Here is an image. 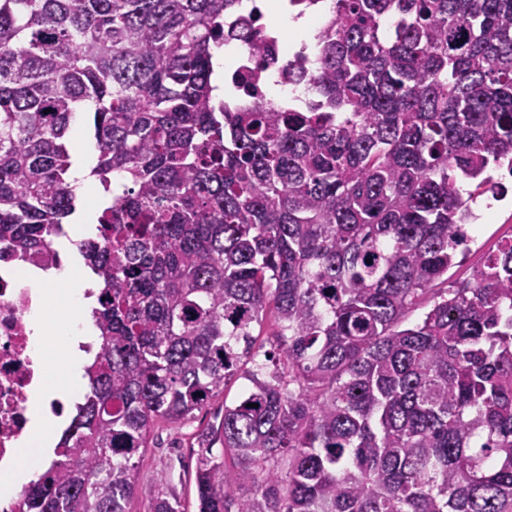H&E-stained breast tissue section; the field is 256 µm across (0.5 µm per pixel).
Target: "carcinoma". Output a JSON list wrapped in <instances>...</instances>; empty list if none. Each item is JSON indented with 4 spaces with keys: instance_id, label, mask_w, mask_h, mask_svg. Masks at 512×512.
Listing matches in <instances>:
<instances>
[{
    "instance_id": "obj_1",
    "label": "carcinoma",
    "mask_w": 512,
    "mask_h": 512,
    "mask_svg": "<svg viewBox=\"0 0 512 512\" xmlns=\"http://www.w3.org/2000/svg\"><path fill=\"white\" fill-rule=\"evenodd\" d=\"M239 2L0 0V255L63 234L89 105L110 195L79 242L100 349L16 512H128L154 425L224 393L268 318L196 435V512H512V235L404 325L512 164V0H329L314 98L244 109L211 84ZM73 136V140L76 143V150L74 152L71 171L74 166L84 162L87 152L92 153L95 156L96 161L94 141L88 127L87 119L84 116L79 117V125L75 128Z\"/></svg>"
}]
</instances>
